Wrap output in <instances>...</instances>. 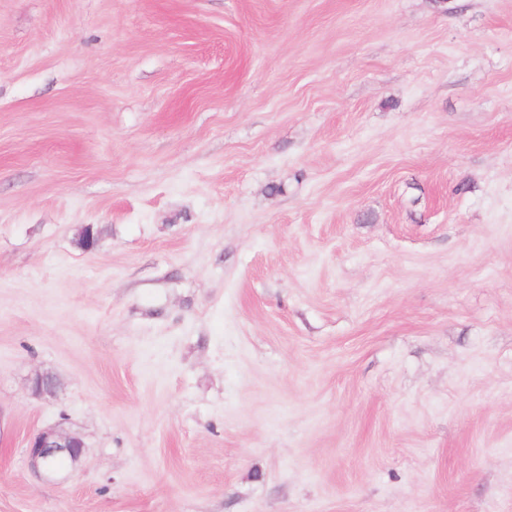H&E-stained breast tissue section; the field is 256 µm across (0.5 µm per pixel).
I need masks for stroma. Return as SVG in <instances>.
Wrapping results in <instances>:
<instances>
[{"label":"stroma","instance_id":"obj_1","mask_svg":"<svg viewBox=\"0 0 512 512\" xmlns=\"http://www.w3.org/2000/svg\"><path fill=\"white\" fill-rule=\"evenodd\" d=\"M0 512H512V0H0ZM85 447V442L78 433L59 426L50 427L30 438L26 448V457L34 472L52 476L65 461L74 462L69 457L58 459L59 457L71 454L79 460Z\"/></svg>","mask_w":512,"mask_h":512}]
</instances>
